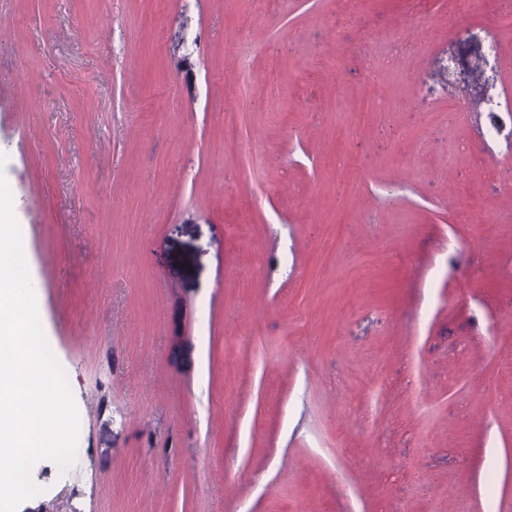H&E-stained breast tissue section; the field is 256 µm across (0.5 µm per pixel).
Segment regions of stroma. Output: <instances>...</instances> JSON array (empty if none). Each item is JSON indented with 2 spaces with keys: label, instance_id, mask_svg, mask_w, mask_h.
Masks as SVG:
<instances>
[{
  "label": "stroma",
  "instance_id": "obj_1",
  "mask_svg": "<svg viewBox=\"0 0 512 512\" xmlns=\"http://www.w3.org/2000/svg\"><path fill=\"white\" fill-rule=\"evenodd\" d=\"M509 10L0 0L80 417L19 512H512Z\"/></svg>",
  "mask_w": 512,
  "mask_h": 512
}]
</instances>
